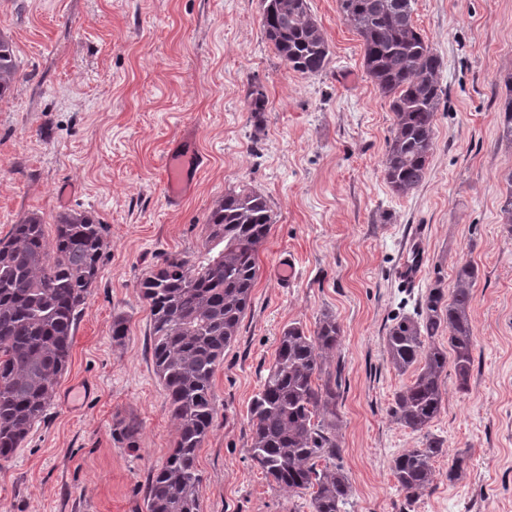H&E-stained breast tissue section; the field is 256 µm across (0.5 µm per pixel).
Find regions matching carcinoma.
<instances>
[{
	"label": "carcinoma",
	"mask_w": 512,
	"mask_h": 512,
	"mask_svg": "<svg viewBox=\"0 0 512 512\" xmlns=\"http://www.w3.org/2000/svg\"><path fill=\"white\" fill-rule=\"evenodd\" d=\"M262 28L281 60L302 75L322 72L329 46L308 0H264ZM345 22L362 38L364 66L391 99L395 132L382 161L391 189L406 195L422 185L433 151L442 90L441 62L412 19V0H339ZM18 74L9 39L0 36V100ZM499 115V138L512 144V74ZM249 111H266L259 86L247 93ZM205 252L165 253L139 282L150 312L155 374L176 425L174 448L151 471L145 512H199L202 474L198 452L217 415L213 375L236 340L257 279L256 254L273 224L267 197L230 189L206 220ZM106 227L86 212L58 214L54 236L35 215L0 239V459L7 460L43 419L68 365L74 321L100 274ZM477 267L459 266L455 288L435 286L417 317L394 320L386 336L390 363L414 379L395 396L393 419L422 435L392 462L408 499L434 482L433 463L448 454L429 427L442 408L448 369L467 390L473 364L469 310ZM448 331V347L435 342ZM336 317L324 314L312 333L286 327L272 365L251 400L249 458L265 477L288 492L307 490L313 512H348L352 486L341 463L340 369H331L341 345ZM138 422L121 420L116 431L127 447L138 444Z\"/></svg>",
	"instance_id": "cac0c4a2"
}]
</instances>
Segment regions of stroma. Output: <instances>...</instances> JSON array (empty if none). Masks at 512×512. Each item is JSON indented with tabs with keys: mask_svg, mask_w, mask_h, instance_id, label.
I'll return each mask as SVG.
<instances>
[{
	"mask_svg": "<svg viewBox=\"0 0 512 512\" xmlns=\"http://www.w3.org/2000/svg\"><path fill=\"white\" fill-rule=\"evenodd\" d=\"M263 0H0V35L19 66L0 101V238L30 215L86 211L108 226L100 277L73 333L68 367L46 417L0 460V512H145L149 473L175 439L154 372L150 313L138 284L162 254L194 253L226 191L269 200L273 224L235 342L215 370L217 416L198 453L200 512H312L249 459L248 407L288 324L313 331L322 313L343 330L335 354L344 469L352 512H512V146L498 139L502 78L512 73V0H414L417 29L440 56L443 91L425 182L406 195L386 182L390 100L374 86L363 44L339 0H309L329 43L326 70L288 69L263 33ZM267 100L247 105L250 85ZM205 156L181 205H170L164 157L186 129ZM425 224L419 288L397 269L412 225ZM293 255L291 286L278 263ZM473 288L467 390L446 378L430 425L467 467L406 500L391 470L420 447L389 409L412 374L385 351L393 316L429 289L452 292L458 266ZM123 314L128 335L112 339ZM133 419L137 448L114 433Z\"/></svg>",
	"mask_w": 512,
	"mask_h": 512,
	"instance_id": "obj_1",
	"label": "stroma"
}]
</instances>
